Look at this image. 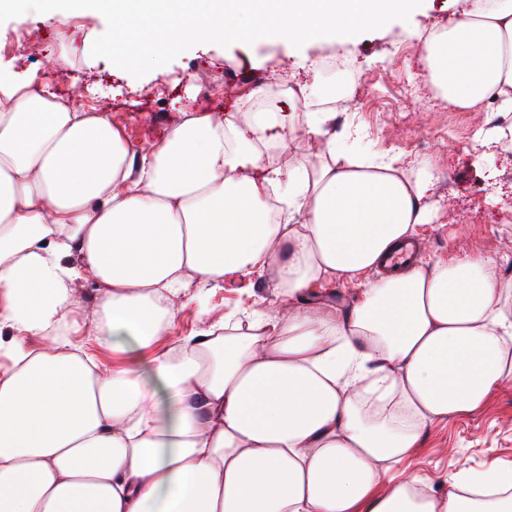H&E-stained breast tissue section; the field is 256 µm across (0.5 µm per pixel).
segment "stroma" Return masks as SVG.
<instances>
[{"label":"stroma","mask_w":512,"mask_h":512,"mask_svg":"<svg viewBox=\"0 0 512 512\" xmlns=\"http://www.w3.org/2000/svg\"><path fill=\"white\" fill-rule=\"evenodd\" d=\"M455 18L448 0H423L409 21H393L346 42L327 39L299 48L275 41L236 42L226 48L201 44L139 79L107 59L91 57L94 40L107 27L101 14L51 24L8 21L0 25V62L50 83L63 98L83 94L85 105L111 112L128 140L146 148L165 136L180 113L233 110L239 100L226 95L230 82L247 96L265 88L276 111L301 112L296 100L277 91L287 85L293 62H306L298 72L300 81L320 83V56L344 51L350 72L361 83L333 103L337 129L361 125L365 137L359 150H400L407 162L430 166L437 177L432 195L436 216L420 235L424 254H482L496 261L500 281H512V153L495 154L482 169L467 151L477 134L512 124V112L450 107L429 83L422 61L426 39ZM188 292L205 302L208 317H199L195 304L184 306L159 349L231 311L276 304L264 275L228 280L220 288L193 283ZM493 464L512 469V380L482 407L426 427L418 448L394 470L420 477L437 491L449 477Z\"/></svg>","instance_id":"1"}]
</instances>
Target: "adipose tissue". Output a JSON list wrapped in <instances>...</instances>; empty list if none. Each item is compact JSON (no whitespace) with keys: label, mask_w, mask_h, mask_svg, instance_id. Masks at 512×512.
Wrapping results in <instances>:
<instances>
[{"label":"adipose tissue","mask_w":512,"mask_h":512,"mask_svg":"<svg viewBox=\"0 0 512 512\" xmlns=\"http://www.w3.org/2000/svg\"><path fill=\"white\" fill-rule=\"evenodd\" d=\"M459 2L426 42L431 83L512 112V0ZM333 94L297 93L324 154L270 166L260 147L290 149L295 113L187 112L140 151L109 113L0 67V512H512L511 470L444 493L390 474L512 379V311L480 254L365 282L432 223L433 173L337 156L364 131L312 111ZM255 273L286 311L218 320L150 369L73 341L81 322L103 348L153 347L190 281ZM81 281L98 296L79 321ZM339 281L354 298L320 300Z\"/></svg>","instance_id":"obj_1"}]
</instances>
